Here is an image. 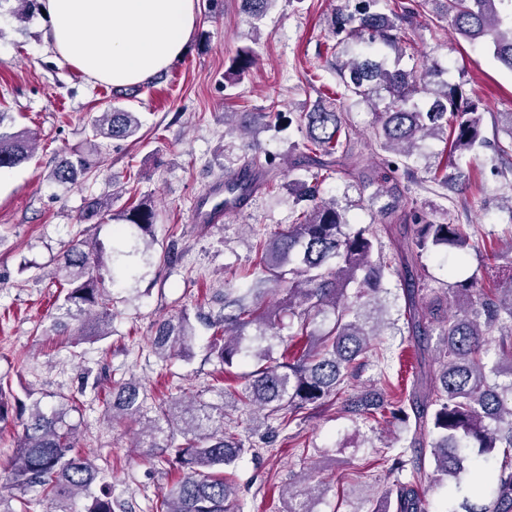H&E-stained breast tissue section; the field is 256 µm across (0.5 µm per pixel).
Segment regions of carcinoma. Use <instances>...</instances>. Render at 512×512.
<instances>
[{"instance_id":"cac0c4a2","label":"carcinoma","mask_w":512,"mask_h":512,"mask_svg":"<svg viewBox=\"0 0 512 512\" xmlns=\"http://www.w3.org/2000/svg\"><path fill=\"white\" fill-rule=\"evenodd\" d=\"M379 0H357L353 9L342 6L332 19L333 34H346L365 44L364 50L338 65L337 75L352 95L368 99L379 91L389 102L378 113L375 135L382 145L409 159L428 137L445 142L447 163L441 183H463L457 159L484 143L482 115L456 85L432 82L433 70H390L376 58L387 47L402 54L410 44L409 18L414 11L431 12L465 41L485 47L496 62L512 72V0H418L416 9L404 5L381 12ZM14 16L23 21L39 9L38 0H15ZM273 0H242V11L260 20ZM429 99L426 108L410 101ZM0 112V170L12 169L31 157L33 141L23 130L6 124ZM305 149L316 172L311 180L288 183L300 207L288 228L257 243L259 274L246 287L224 289L222 332L210 342L224 374L248 358L258 359L249 372L234 374L237 385L221 388L224 406H255L263 418L286 426L305 410H314L331 396H341L342 410L376 421H414L409 447L376 451L388 470H410L412 480L395 489L394 512H430L418 485L427 478L436 486L466 487L483 500L463 497L447 512H512V280L505 288L486 289L469 276L448 285L447 296L419 303L422 275L417 262L425 254L443 260L461 258L477 250L470 225L435 224L418 208L402 220L417 225L414 238L400 247L401 268L375 252L371 224H351L336 200L321 195V186L336 172L346 155L349 128L344 103L318 104L300 113ZM141 122L134 112L114 108L91 120L93 137L127 140ZM91 167L89 157L76 152L61 160L50 174L60 185L78 181ZM112 199H90L78 216L80 224H104ZM125 223L114 230L124 249L105 255L101 246L84 239L72 241L56 260L53 275L63 297L49 331L80 339H101L112 328V299L105 282L135 278V263H150L155 210L144 202L124 211ZM396 274L405 300L408 331L417 342L428 341L431 327H441L439 345L420 365L406 402L388 407L373 389L348 391L351 380L365 367L373 341L380 335L374 304L390 293L388 276ZM353 294H348L349 288ZM276 291L288 293V310L299 319L296 332L281 334L277 310L265 304ZM453 303L455 311L446 313ZM333 315L331 327L314 328L318 318ZM194 335L187 310L155 323L152 351L163 362L181 356ZM282 347L273 356V345ZM145 390L134 378L115 383L104 409L110 421L144 418L138 447L159 448L165 461L182 471L180 479L155 504V512H241L233 468L249 448L245 440L224 430V413L214 416L209 406L186 407L174 402L154 418L144 417ZM78 406L61 404L47 412L42 400L13 403L0 381V423L19 422L23 431L7 467V480L23 498L39 486L45 498L59 504L57 512H114L117 503L107 489L105 470L76 449L77 426L70 412ZM431 470H426L425 460ZM316 486L297 499L288 494L283 512H311L308 498Z\"/></svg>"}]
</instances>
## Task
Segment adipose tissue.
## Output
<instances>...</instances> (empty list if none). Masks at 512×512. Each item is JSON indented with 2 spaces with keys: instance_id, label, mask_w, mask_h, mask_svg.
<instances>
[{
  "instance_id": "obj_1",
  "label": "adipose tissue",
  "mask_w": 512,
  "mask_h": 512,
  "mask_svg": "<svg viewBox=\"0 0 512 512\" xmlns=\"http://www.w3.org/2000/svg\"><path fill=\"white\" fill-rule=\"evenodd\" d=\"M48 40L74 70L115 86L145 82L181 57L197 0H39Z\"/></svg>"
}]
</instances>
